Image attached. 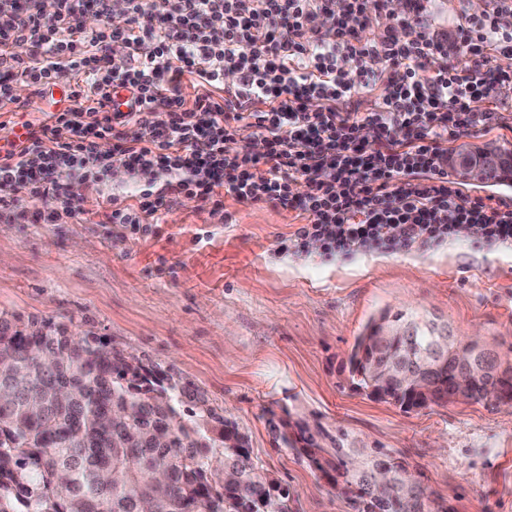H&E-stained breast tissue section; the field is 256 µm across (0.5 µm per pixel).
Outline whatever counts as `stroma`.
I'll use <instances>...</instances> for the list:
<instances>
[{
    "mask_svg": "<svg viewBox=\"0 0 512 512\" xmlns=\"http://www.w3.org/2000/svg\"><path fill=\"white\" fill-rule=\"evenodd\" d=\"M144 185L131 173L80 182L92 213L0 218V311L102 337L235 423L292 512H350L346 497L278 445L271 417L344 431L403 455L454 512H512V408L456 400L405 412L352 391L347 355L383 309L436 317L512 358V248L455 236L399 252H297L296 211L178 200L151 232L105 221Z\"/></svg>",
    "mask_w": 512,
    "mask_h": 512,
    "instance_id": "1",
    "label": "stroma"
}]
</instances>
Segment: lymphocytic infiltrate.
Returning <instances> with one entry per match:
<instances>
[{"instance_id":"1","label":"lymphocytic infiltrate","mask_w":512,"mask_h":512,"mask_svg":"<svg viewBox=\"0 0 512 512\" xmlns=\"http://www.w3.org/2000/svg\"><path fill=\"white\" fill-rule=\"evenodd\" d=\"M407 2L398 12L391 0H127L125 28L90 31L86 13L107 17L110 0H55L49 12L42 0H0L10 19L0 29V101L18 82L46 93L61 71L76 79L65 107L0 139V215L43 224L83 215L71 179L98 181L120 166L164 181L113 201L109 223L134 230L179 198L217 214L229 196L298 211L302 252L440 245L464 224L511 246L512 207L464 195L446 146L478 128L512 131V116L497 110L512 96V73L488 65L490 53L512 54V31L499 23L512 0L463 10L451 42L424 0ZM326 12L335 29L317 26ZM375 24L382 33L366 37ZM19 44L26 56L14 53ZM117 87L131 93L130 111L110 110ZM364 94L375 109L348 111ZM130 124L140 129L133 141L122 136ZM244 134L265 152L240 155ZM106 138L116 142L109 155L98 149Z\"/></svg>"}]
</instances>
